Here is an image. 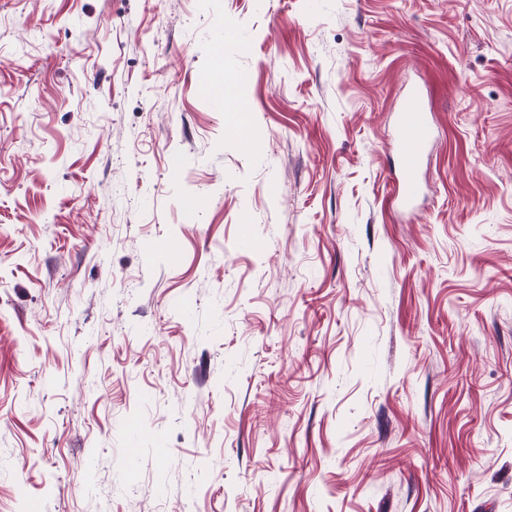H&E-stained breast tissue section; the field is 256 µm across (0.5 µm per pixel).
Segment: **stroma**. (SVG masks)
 <instances>
[{
    "label": "stroma",
    "instance_id": "stroma-1",
    "mask_svg": "<svg viewBox=\"0 0 512 512\" xmlns=\"http://www.w3.org/2000/svg\"><path fill=\"white\" fill-rule=\"evenodd\" d=\"M34 499L512 512V0H0V512ZM433 138V128L418 89L410 90L396 116L394 148L400 163L394 201L407 212L415 208L422 161Z\"/></svg>",
    "mask_w": 512,
    "mask_h": 512
}]
</instances>
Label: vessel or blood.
<instances>
[{"label": "vessel or blood", "mask_w": 512, "mask_h": 512, "mask_svg": "<svg viewBox=\"0 0 512 512\" xmlns=\"http://www.w3.org/2000/svg\"><path fill=\"white\" fill-rule=\"evenodd\" d=\"M432 138L433 128L421 103V93L410 90L397 111L394 140L400 159L394 201L404 211L415 208L422 161Z\"/></svg>", "instance_id": "vessel-or-blood-1"}]
</instances>
